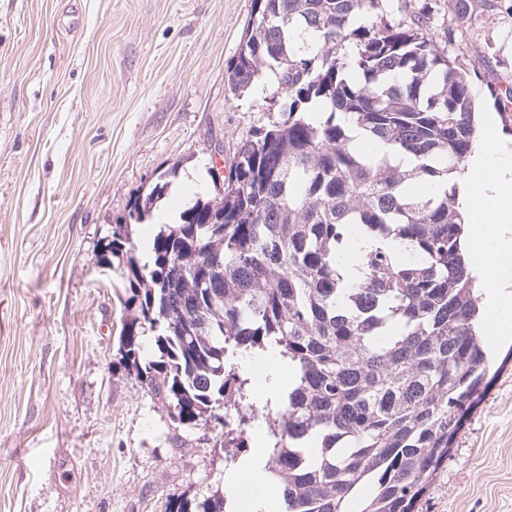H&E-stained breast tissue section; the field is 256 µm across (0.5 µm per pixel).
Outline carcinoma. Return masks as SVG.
Segmentation results:
<instances>
[{
	"mask_svg": "<svg viewBox=\"0 0 512 512\" xmlns=\"http://www.w3.org/2000/svg\"><path fill=\"white\" fill-rule=\"evenodd\" d=\"M412 0H252L227 64L238 97L273 74L288 115L253 130L224 174L159 230L141 260L131 226L168 182L131 202L108 248L128 283L119 353L193 428L239 425L269 438L265 470L282 512H415L489 380L479 305L448 176L476 127L466 12L435 35ZM414 160L356 146L357 133ZM372 243L347 274L353 239ZM197 314H182L186 304ZM154 333L155 359L142 336ZM292 370L275 404L250 399L235 358ZM241 433L224 432L240 460ZM216 491L166 512H226Z\"/></svg>",
	"mask_w": 512,
	"mask_h": 512,
	"instance_id": "carcinoma-1",
	"label": "carcinoma"
}]
</instances>
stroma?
I'll list each match as a JSON object with an SVG mask.
<instances>
[{
  "mask_svg": "<svg viewBox=\"0 0 512 512\" xmlns=\"http://www.w3.org/2000/svg\"><path fill=\"white\" fill-rule=\"evenodd\" d=\"M465 0L474 95L512 86V0ZM252 0H0V512H166L224 490L220 429H174L120 362L129 295L101 262L131 200L167 176L211 196L287 106L226 83ZM418 512H512V335Z\"/></svg>",
  "mask_w": 512,
  "mask_h": 512,
  "instance_id": "35a3bbf8",
  "label": "stroma"
}]
</instances>
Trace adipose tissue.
Listing matches in <instances>:
<instances>
[{"label": "adipose tissue", "mask_w": 512, "mask_h": 512, "mask_svg": "<svg viewBox=\"0 0 512 512\" xmlns=\"http://www.w3.org/2000/svg\"><path fill=\"white\" fill-rule=\"evenodd\" d=\"M452 186L467 226L464 250L488 298L482 333L492 341L512 334V138L500 134L494 115L482 117ZM265 454L261 447L244 461L242 475L227 483L230 495H274L264 470Z\"/></svg>", "instance_id": "ef3b65f1"}]
</instances>
